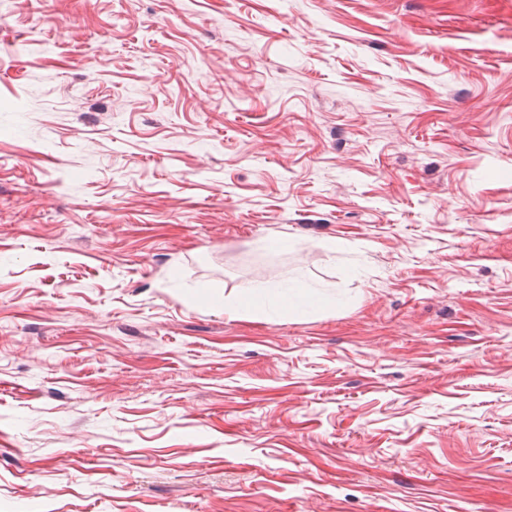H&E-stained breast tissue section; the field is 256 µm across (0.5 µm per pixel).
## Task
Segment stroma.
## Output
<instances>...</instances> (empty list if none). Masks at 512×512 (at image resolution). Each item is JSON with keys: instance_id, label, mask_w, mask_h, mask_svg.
Returning <instances> with one entry per match:
<instances>
[{"instance_id": "obj_1", "label": "stroma", "mask_w": 512, "mask_h": 512, "mask_svg": "<svg viewBox=\"0 0 512 512\" xmlns=\"http://www.w3.org/2000/svg\"><path fill=\"white\" fill-rule=\"evenodd\" d=\"M0 512H512V0H0Z\"/></svg>"}]
</instances>
